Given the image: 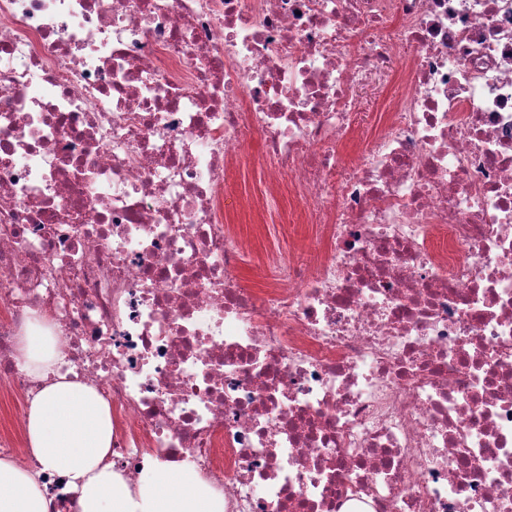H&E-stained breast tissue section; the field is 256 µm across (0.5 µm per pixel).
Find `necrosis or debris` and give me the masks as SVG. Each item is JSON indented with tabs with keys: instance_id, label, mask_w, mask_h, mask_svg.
Wrapping results in <instances>:
<instances>
[{
	"instance_id": "1",
	"label": "necrosis or debris",
	"mask_w": 512,
	"mask_h": 512,
	"mask_svg": "<svg viewBox=\"0 0 512 512\" xmlns=\"http://www.w3.org/2000/svg\"><path fill=\"white\" fill-rule=\"evenodd\" d=\"M257 133L262 197L318 235L261 292L224 222ZM38 316L128 485L176 462L224 512H512V0H0V458L75 512L20 438Z\"/></svg>"
}]
</instances>
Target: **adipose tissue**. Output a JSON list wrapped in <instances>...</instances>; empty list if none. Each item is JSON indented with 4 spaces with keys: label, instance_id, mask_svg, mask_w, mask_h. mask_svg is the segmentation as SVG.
I'll use <instances>...</instances> for the list:
<instances>
[{
    "label": "adipose tissue",
    "instance_id": "obj_1",
    "mask_svg": "<svg viewBox=\"0 0 512 512\" xmlns=\"http://www.w3.org/2000/svg\"><path fill=\"white\" fill-rule=\"evenodd\" d=\"M26 369L43 383L25 420L30 452L43 469L67 480L78 494L75 512H224L190 470L173 463L149 470L128 488L109 461L112 419L108 403L94 388L56 374V337L32 321L18 338ZM44 486L34 475L0 458V512H48Z\"/></svg>",
    "mask_w": 512,
    "mask_h": 512
}]
</instances>
